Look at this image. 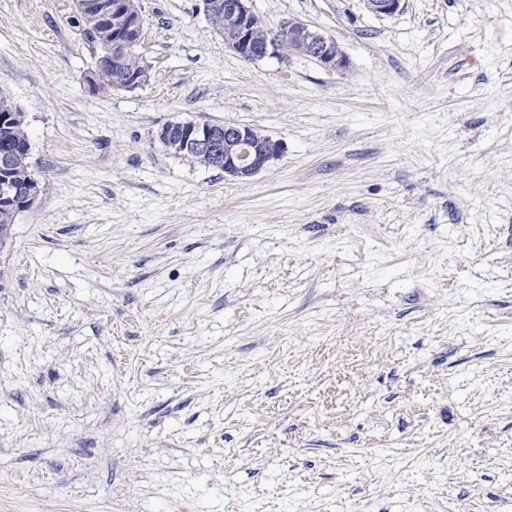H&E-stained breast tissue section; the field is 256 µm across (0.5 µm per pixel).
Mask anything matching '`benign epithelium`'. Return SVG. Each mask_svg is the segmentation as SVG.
I'll list each match as a JSON object with an SVG mask.
<instances>
[{
    "label": "benign epithelium",
    "instance_id": "1",
    "mask_svg": "<svg viewBox=\"0 0 512 512\" xmlns=\"http://www.w3.org/2000/svg\"><path fill=\"white\" fill-rule=\"evenodd\" d=\"M373 13L392 14L400 0H364ZM123 8L106 0H78L77 10L95 12L100 21L112 25V32L143 41L140 10L134 0H122ZM207 15L224 14V48L249 62L265 57L288 59L297 54L316 61L329 71H345L348 58L337 40L312 29L308 24L287 19L276 30H266L258 38L254 33L255 13L250 0H204ZM122 42L112 44V68L97 65L85 77L87 87L102 83L117 90H131L135 84L122 79L121 59L117 53ZM159 140L169 149L186 150L207 168L218 169L234 180L249 181L265 172L282 153V144L262 134L256 128L239 123L210 121L169 123L160 129ZM17 160L12 155L0 157V192L11 190L8 173L14 171Z\"/></svg>",
    "mask_w": 512,
    "mask_h": 512
}]
</instances>
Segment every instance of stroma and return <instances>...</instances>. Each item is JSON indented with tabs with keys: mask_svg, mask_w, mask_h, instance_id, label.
<instances>
[{
	"mask_svg": "<svg viewBox=\"0 0 512 512\" xmlns=\"http://www.w3.org/2000/svg\"><path fill=\"white\" fill-rule=\"evenodd\" d=\"M90 93L73 0H0L41 192L0 249V512H512V0H252L344 72L139 0ZM259 128L248 182L171 122ZM110 3L104 0H80L76 2L77 10L80 13L87 11L95 12L100 21L111 24V26H105L101 22L95 20L92 14L82 16V35L86 39L88 38L87 33L90 31H97L99 33L98 42L112 45V69L105 68L97 64L93 70H91L85 77V82L88 88L94 87L102 83L112 85L98 87L90 92L93 94L107 93L113 89L117 90H131L137 83H131L130 81H124L122 77L128 80H135L140 74V71L148 69L147 64L143 60L138 46L127 42L122 50V69L120 74V63L121 59L117 53L122 42L115 41L113 33H118L122 36H133L135 42L142 43L143 41V27L140 17V10L134 0L122 1L123 9L120 10L117 6L119 1L108 0ZM115 2V3H112ZM118 35V36H119ZM113 43V44H112Z\"/></svg>",
	"mask_w": 512,
	"mask_h": 512,
	"instance_id": "35a3bbf8",
	"label": "stroma"
}]
</instances>
